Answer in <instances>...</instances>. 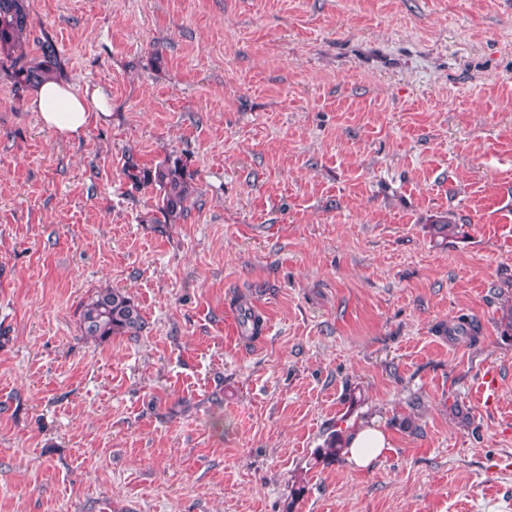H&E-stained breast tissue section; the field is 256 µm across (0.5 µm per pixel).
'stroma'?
Instances as JSON below:
<instances>
[{
	"label": "stroma",
	"instance_id": "obj_1",
	"mask_svg": "<svg viewBox=\"0 0 512 512\" xmlns=\"http://www.w3.org/2000/svg\"><path fill=\"white\" fill-rule=\"evenodd\" d=\"M28 5L112 111L61 139L0 70V512H512V0ZM105 287L139 335L83 336ZM130 168L134 170V173L130 174L133 180L143 185L154 186L159 192L156 213L153 214L151 223L174 224L184 216L194 192L193 175L188 170L187 160L168 159L154 168L141 170L131 164ZM346 437V460L355 467L369 466L390 448L383 430L372 425H357L349 429ZM343 432L330 434L323 443L321 448L317 450L318 459L325 464H332L339 461L344 450Z\"/></svg>",
	"mask_w": 512,
	"mask_h": 512
}]
</instances>
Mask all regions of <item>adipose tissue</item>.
<instances>
[{
	"label": "adipose tissue",
	"mask_w": 512,
	"mask_h": 512,
	"mask_svg": "<svg viewBox=\"0 0 512 512\" xmlns=\"http://www.w3.org/2000/svg\"><path fill=\"white\" fill-rule=\"evenodd\" d=\"M29 108L45 127L70 139L83 134L94 113L111 112L112 103L101 88L78 91L65 79L54 78L32 89ZM346 437V460L359 468L369 466L389 447L383 430L367 424L349 429Z\"/></svg>",
	"instance_id": "1"
}]
</instances>
